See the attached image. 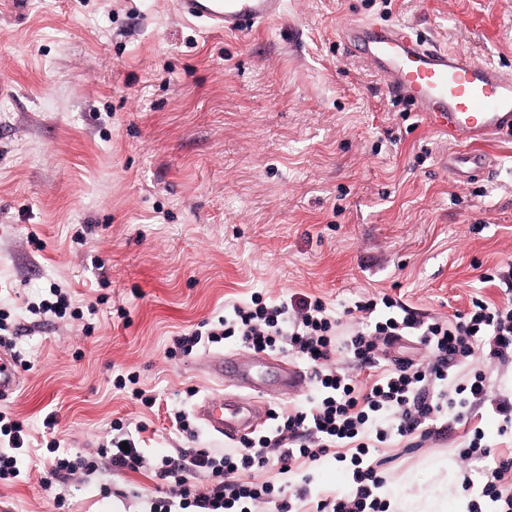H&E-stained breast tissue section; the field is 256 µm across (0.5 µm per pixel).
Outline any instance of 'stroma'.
<instances>
[{
    "mask_svg": "<svg viewBox=\"0 0 512 512\" xmlns=\"http://www.w3.org/2000/svg\"><path fill=\"white\" fill-rule=\"evenodd\" d=\"M354 20L512 65V0H284L245 35L210 32L175 0H0V309L22 327L21 386L0 411L39 445L93 453L117 421L149 461L238 448L201 428L184 437L168 417L224 391L208 365L237 347L167 349L256 292L317 296L337 313L386 293L425 318L503 299L483 277L512 263V141L489 146L494 181L450 174L461 142L404 112L344 51ZM54 281L76 306L96 303L90 325L28 312ZM131 372L159 408L116 388ZM463 433L392 443L391 492L447 481L466 508ZM310 474L316 495L351 486L330 458ZM42 478L32 466L0 482V512H145L163 488L148 467L51 491Z\"/></svg>",
    "mask_w": 512,
    "mask_h": 512,
    "instance_id": "obj_1",
    "label": "stroma"
}]
</instances>
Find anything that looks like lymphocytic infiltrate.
I'll return each mask as SVG.
<instances>
[{
	"mask_svg": "<svg viewBox=\"0 0 512 512\" xmlns=\"http://www.w3.org/2000/svg\"><path fill=\"white\" fill-rule=\"evenodd\" d=\"M360 318L343 326L317 297L283 299L269 304L261 297L233 306L205 330L173 337L169 356L187 357L202 342L229 343L253 351H277L313 369L306 404L274 413L273 437L244 441L233 453L182 448L177 456L147 461L137 446L123 448L115 438L98 456L61 454L44 462L43 486L66 481L75 473L99 474V457L111 469L136 470L152 464L170 483L167 498L149 512H259L274 504L277 512H296L312 502L313 512H389L380 493V446L390 440L426 441L433 431L468 423L484 410L512 430V397L496 393L488 372H474L465 382L452 381L453 369L475 355L505 366L512 364V297L501 304L476 300L466 313L421 319L401 301L382 296L356 302ZM406 336L417 337L429 352L424 363L389 359L388 349ZM377 376L364 381L360 372ZM461 488L468 512H512V457L493 454L481 429L459 449ZM349 462V493L312 499L309 475L276 483L246 481L245 475L272 468L312 464L326 456ZM31 461L29 436L19 421L0 411V480L24 478Z\"/></svg>",
	"mask_w": 512,
	"mask_h": 512,
	"instance_id": "lymphocytic-infiltrate-1",
	"label": "lymphocytic infiltrate"
}]
</instances>
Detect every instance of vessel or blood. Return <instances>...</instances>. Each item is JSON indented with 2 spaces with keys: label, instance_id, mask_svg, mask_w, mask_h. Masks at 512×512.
Segmentation results:
<instances>
[{
  "label": "vessel or blood",
  "instance_id": "obj_1",
  "mask_svg": "<svg viewBox=\"0 0 512 512\" xmlns=\"http://www.w3.org/2000/svg\"><path fill=\"white\" fill-rule=\"evenodd\" d=\"M176 5L184 18L219 33H249L282 14V0H176ZM339 36L348 53L367 59L379 71L390 96L411 102L434 128L462 141V149L448 156L450 170L470 181L494 177V162L483 145L493 138H512V70L473 62L465 53L419 38L400 23L362 22L341 27ZM14 363L12 351L0 346L1 400L19 389ZM213 370L216 378L239 385L257 379L248 360L218 357ZM306 380L301 369L275 368L274 382L283 390L296 389ZM196 418L212 434L241 437L256 431L262 408L218 393L198 404Z\"/></svg>",
  "mask_w": 512,
  "mask_h": 512
}]
</instances>
